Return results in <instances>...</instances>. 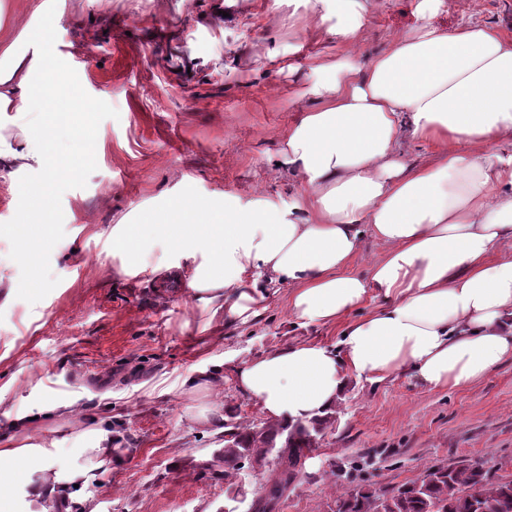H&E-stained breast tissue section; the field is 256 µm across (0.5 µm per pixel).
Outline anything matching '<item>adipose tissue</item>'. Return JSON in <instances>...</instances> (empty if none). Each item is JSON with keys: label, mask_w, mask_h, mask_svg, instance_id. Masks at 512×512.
Here are the masks:
<instances>
[{"label": "adipose tissue", "mask_w": 512, "mask_h": 512, "mask_svg": "<svg viewBox=\"0 0 512 512\" xmlns=\"http://www.w3.org/2000/svg\"><path fill=\"white\" fill-rule=\"evenodd\" d=\"M434 0H422L416 25L391 39L366 68L315 65L310 87L319 106L282 136L283 166L306 194L280 213L255 202L252 210L225 207L220 224H185L200 210L185 199L115 224L112 247L128 253L143 237H169L173 251L201 253L189 278L210 316L247 323L265 308L251 279L288 283V310L305 324L340 327L337 346L297 340L234 369L237 389L271 421L331 413L349 376L378 382L406 373L425 387L472 385L512 360V40L497 29L468 25L453 31L431 24ZM0 4V115L23 112L49 98V77L35 78V62ZM35 125L15 141L0 134V171L37 172L47 161ZM431 143L435 163H407L404 139ZM468 142L473 155L456 146ZM385 251L367 275L351 264L365 237ZM385 303L367 309L370 296ZM74 467L54 449L0 439V467L25 471L24 494L41 512H59L97 471L120 456L110 430L81 431Z\"/></svg>", "instance_id": "adipose-tissue-1"}]
</instances>
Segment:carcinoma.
I'll return each instance as SVG.
<instances>
[{
    "mask_svg": "<svg viewBox=\"0 0 512 512\" xmlns=\"http://www.w3.org/2000/svg\"><path fill=\"white\" fill-rule=\"evenodd\" d=\"M335 418L243 425L224 417V483L239 482L246 469L266 477L262 492L245 512H276L304 474L306 462ZM332 512H512V480L495 477L483 461L455 460L430 467L420 478L383 491L369 485L344 487Z\"/></svg>",
    "mask_w": 512,
    "mask_h": 512,
    "instance_id": "1",
    "label": "carcinoma"
}]
</instances>
